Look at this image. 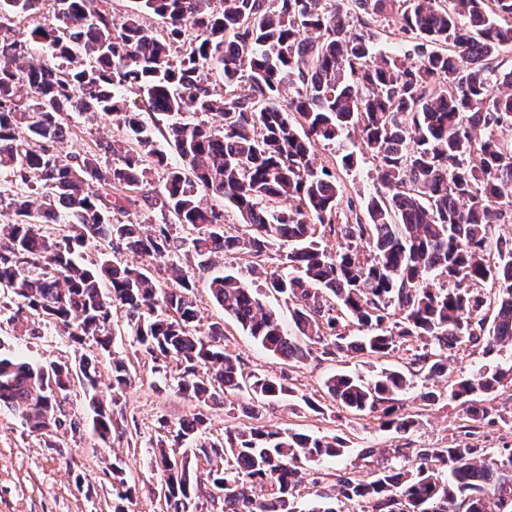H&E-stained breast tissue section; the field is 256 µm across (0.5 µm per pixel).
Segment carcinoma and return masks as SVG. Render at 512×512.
Here are the masks:
<instances>
[{"label":"carcinoma","instance_id":"obj_1","mask_svg":"<svg viewBox=\"0 0 512 512\" xmlns=\"http://www.w3.org/2000/svg\"><path fill=\"white\" fill-rule=\"evenodd\" d=\"M107 2L0 0V170L18 185L7 203L12 221L0 229V310L21 302L8 322L26 331L33 316L108 352L112 308L121 306L124 332L153 370L176 362L177 390L197 402L245 394L247 417L286 400L318 412L314 399L295 395L288 375L245 371L224 349L223 324L198 328L195 290L213 258L245 251L258 259L276 247L279 265L253 271L291 305L294 332L266 309L262 290L231 274L208 278L212 299L256 344L290 363L311 357L312 344L333 358L414 344L407 374L372 383L335 374L325 382L341 406L403 435L416 420L401 412L399 395L448 375L449 352L464 343L486 355L512 350V236L494 231L512 223V141L503 137L512 130V64L505 62L512 0H135L121 19ZM44 6L46 23L16 28L15 20ZM145 14L162 26L144 24ZM378 17L399 23L400 51L378 50L364 33L366 19ZM34 43L51 58L34 61ZM214 64L222 94L205 74ZM130 88L153 112L221 116L216 128L168 124L179 163L159 190L152 169L167 157L128 104ZM70 112L106 118L124 138L63 155L57 144L71 135ZM352 131L377 161L379 187L360 206L315 158L317 146L333 145L342 168L354 169L358 155L344 143ZM102 152L112 163L101 162ZM205 193L223 207L205 204ZM140 199L165 222L129 219ZM227 208L240 215L242 232L226 230ZM49 220L68 233L42 234ZM170 221L193 236H171ZM327 236L339 239L336 251L322 246ZM102 242L151 257L157 268L114 265L104 252L84 264ZM185 248L192 266L172 257ZM485 284L495 292L492 308L476 289ZM350 324L366 334L347 335ZM111 371L114 391L130 386V365L116 352ZM76 377L94 437L107 445L112 415L97 397L100 373L88 356L45 369L0 355V408L40 434ZM505 381L512 383V365L452 380L448 399L465 419L459 443L394 448L396 464L367 479L343 477L305 509L298 487L307 477L321 483L316 467L343 458L346 438L254 424L211 437L201 413L164 421L153 455L167 512H197L201 483L188 459L201 455L224 460L206 478L223 512H336L341 499L370 512H512V448L469 443L493 416L473 397ZM112 480V512H126L132 486L118 458ZM250 486L272 493L251 495Z\"/></svg>","mask_w":512,"mask_h":512}]
</instances>
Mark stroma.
<instances>
[{
  "instance_id": "stroma-1",
  "label": "stroma",
  "mask_w": 512,
  "mask_h": 512,
  "mask_svg": "<svg viewBox=\"0 0 512 512\" xmlns=\"http://www.w3.org/2000/svg\"><path fill=\"white\" fill-rule=\"evenodd\" d=\"M73 134L62 144L65 152L93 148L95 144L112 140L118 130L111 122L88 119L78 113L67 118ZM319 164L335 171L344 184L347 196L360 200L375 191L376 162L363 154L353 171L342 170L338 152L317 147ZM201 327L220 321L224 324V346L237 356L246 370L270 376L288 374L298 393L320 401V412L279 402L261 409L257 422L275 429L304 432L317 436L340 435L348 439L350 451L333 463L321 465L323 486L336 483L339 475L349 473L364 478L375 467L386 465V449L405 444L412 448L432 445H453L460 433L462 419L457 404L448 402L445 393L449 380L469 375L476 370L496 371L500 360L483 354L481 349L460 347L448 361V375L439 380L407 390L400 396L403 410L415 415L417 424L407 435L380 429L375 418L354 413L337 405L328 395L325 382L339 372L370 381L384 371H408L411 353L398 347L382 357L344 355L331 358L313 352L308 360L290 363L273 356L247 336L233 321L224 317L223 310L206 289L196 294ZM34 336L19 335L11 325L0 324V354L17 357L39 366L50 363L75 364L81 354L96 355L102 373L100 397L112 412L110 446H101L87 425L89 410L85 390L73 382L58 416L64 427L55 435L59 449L49 448L46 439L31 432L12 411L0 409V512H112V460L120 458L126 464V477L132 487L127 512H166V504L158 495L159 473L155 467L153 448L159 437L158 422L176 421L204 412L211 435H222L232 425L247 403L241 396L228 397L224 404L199 408L196 400L178 392L176 364H169L167 374L153 372L152 363L139 350L131 336L116 337L114 348L132 365L134 382L120 395H113L109 385L108 353L92 343L78 345L59 328L38 324ZM438 393L436 401L423 400L424 391ZM79 422V430H71L70 422ZM375 449L370 464H362L359 453L364 448ZM82 484H75V476Z\"/></svg>"
}]
</instances>
